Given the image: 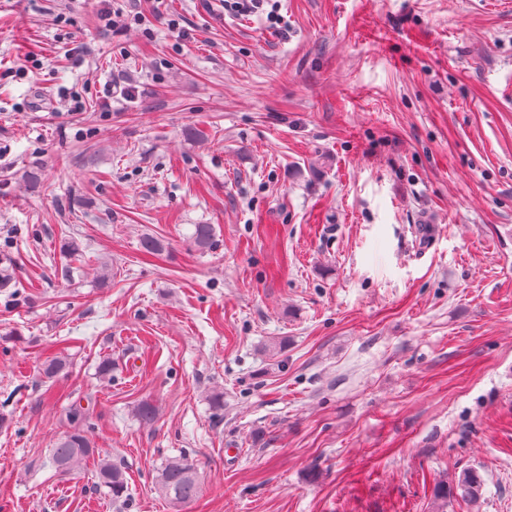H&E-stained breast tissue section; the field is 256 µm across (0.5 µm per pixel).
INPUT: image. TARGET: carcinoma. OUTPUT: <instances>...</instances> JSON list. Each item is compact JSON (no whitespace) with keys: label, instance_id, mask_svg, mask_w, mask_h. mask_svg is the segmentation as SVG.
Listing matches in <instances>:
<instances>
[{"label":"carcinoma","instance_id":"1","mask_svg":"<svg viewBox=\"0 0 512 512\" xmlns=\"http://www.w3.org/2000/svg\"><path fill=\"white\" fill-rule=\"evenodd\" d=\"M192 241L199 251L208 250L213 242V228L209 224L194 225ZM141 253L146 258L160 257L166 250L163 240L146 235L140 242ZM69 367L67 358L55 355L46 361L43 373L46 378H55ZM72 429L60 435L53 443L48 464L60 475H69L87 464L95 471L96 488L103 491L114 502H123L128 495V480L125 467L112 462L101 449L94 446L88 434V418L81 405L73 404L69 409ZM155 489L175 510L194 502L200 495L202 485L194 463L184 454L169 457L157 468L154 477ZM471 503L481 496V481L474 473H465L452 485H442L435 493L434 512H444L448 497L453 494Z\"/></svg>","mask_w":512,"mask_h":512}]
</instances>
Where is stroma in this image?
I'll return each instance as SVG.
<instances>
[{
    "mask_svg": "<svg viewBox=\"0 0 512 512\" xmlns=\"http://www.w3.org/2000/svg\"><path fill=\"white\" fill-rule=\"evenodd\" d=\"M109 7L141 19L0 0V503L172 512L153 476L183 453L185 512H433L467 472L447 512H512V7ZM75 403L126 502L50 468ZM470 503L475 504L481 496V481L475 473H464L461 478L452 486L442 485L438 487L435 493L434 512H444L448 505V496L459 494Z\"/></svg>",
    "mask_w": 512,
    "mask_h": 512,
    "instance_id": "stroma-1",
    "label": "stroma"
}]
</instances>
